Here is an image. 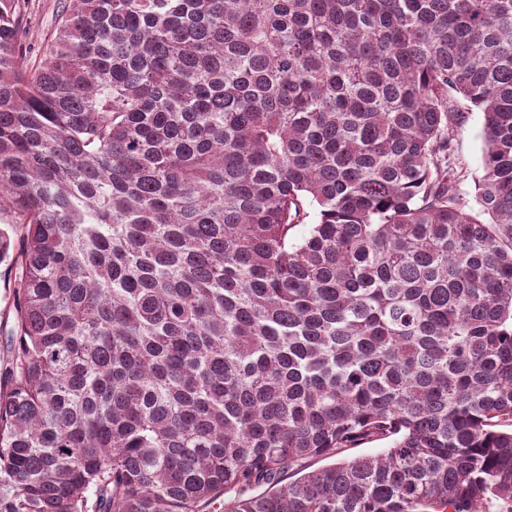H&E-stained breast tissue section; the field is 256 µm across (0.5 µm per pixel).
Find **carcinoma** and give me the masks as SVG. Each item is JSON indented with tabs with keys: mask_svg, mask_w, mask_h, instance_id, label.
<instances>
[{
	"mask_svg": "<svg viewBox=\"0 0 512 512\" xmlns=\"http://www.w3.org/2000/svg\"><path fill=\"white\" fill-rule=\"evenodd\" d=\"M22 2L0 512H512V0ZM25 19L27 21L28 42L33 51L28 57L29 65H37L41 56L38 47L53 33L57 19L58 0H26ZM459 110L466 112L467 118L456 129L451 160L465 172V181L461 185V189L472 201L475 193V181L482 175L481 128L483 115L462 99H460Z\"/></svg>",
	"mask_w": 512,
	"mask_h": 512,
	"instance_id": "carcinoma-1",
	"label": "carcinoma"
}]
</instances>
